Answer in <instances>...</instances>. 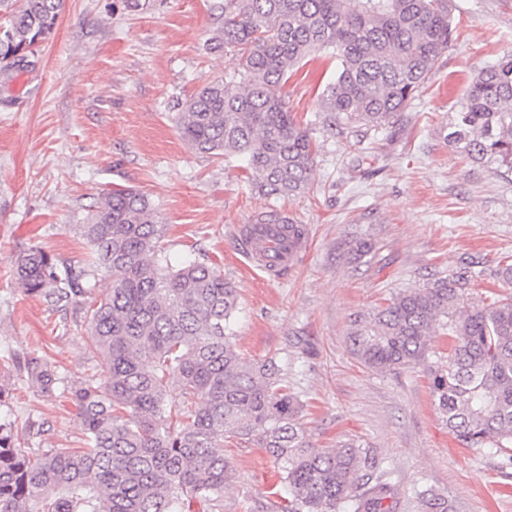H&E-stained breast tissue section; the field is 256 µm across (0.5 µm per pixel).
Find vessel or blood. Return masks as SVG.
Masks as SVG:
<instances>
[{"label": "vessel or blood", "instance_id": "obj_1", "mask_svg": "<svg viewBox=\"0 0 512 512\" xmlns=\"http://www.w3.org/2000/svg\"><path fill=\"white\" fill-rule=\"evenodd\" d=\"M238 245L248 259L260 268L277 274L297 261L307 248L306 240H282L274 224H250L242 227Z\"/></svg>", "mask_w": 512, "mask_h": 512}]
</instances>
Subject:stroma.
Wrapping results in <instances>:
<instances>
[{
	"label": "stroma",
	"mask_w": 512,
	"mask_h": 512,
	"mask_svg": "<svg viewBox=\"0 0 512 512\" xmlns=\"http://www.w3.org/2000/svg\"><path fill=\"white\" fill-rule=\"evenodd\" d=\"M141 2L132 11L125 0H67L32 69L0 70V373L28 354L54 362L73 386L105 374L83 320L26 294L14 266L32 248L84 260L79 226L90 209L113 186L133 187L156 206L172 264L208 263L236 288L238 350L288 360L313 447L368 444L399 488L397 512H413L429 487L454 512H512V466L499 449L460 445L423 370H370L351 341L397 292L471 261L480 270L474 299L512 293L493 278L512 263V172L466 161L446 138L469 78L512 55V0H448L451 44L403 121L376 134L369 153L322 122L335 56L321 51L295 66L286 102L316 154L309 188L292 198L252 190L243 159L196 153L176 127L179 103L238 69L236 50L206 48L224 24V0ZM275 213L303 225L308 241L278 277L247 261L235 240L241 225ZM361 239L373 250L358 259ZM0 415L19 429L44 422L45 447L82 444L69 398L18 384ZM222 451L235 469L224 512H271L272 457L253 439H225Z\"/></svg>",
	"instance_id": "stroma-1"
}]
</instances>
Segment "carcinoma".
<instances>
[{
	"instance_id": "cac0c4a2",
	"label": "carcinoma",
	"mask_w": 512,
	"mask_h": 512,
	"mask_svg": "<svg viewBox=\"0 0 512 512\" xmlns=\"http://www.w3.org/2000/svg\"><path fill=\"white\" fill-rule=\"evenodd\" d=\"M66 0H0L11 9L0 27V63L22 71L33 47L53 33ZM447 0H224V29L206 48H234L239 79L215 78L175 115L195 151L246 158L267 196L308 188L315 149L307 128L288 112V72L332 50L336 78L321 97L324 119L339 133L384 131L424 86L448 48ZM447 138L474 162L512 171V57L482 68L466 88ZM284 236L301 224L270 214ZM89 249L74 266L35 248L18 256L24 292L65 311H83L91 348L108 361L105 378L68 385L43 357L12 359L19 379L42 396H68L78 407L85 448L27 451L15 422L0 420V512H224L231 462L213 451L224 437L256 438L288 487L280 512H389L396 496L386 474L355 439L334 448L309 445L304 402L288 385V364L249 359L231 328L236 288L203 262L177 268L161 247L165 225L147 196L114 189L80 225ZM110 288L94 294L91 279ZM478 276L463 266L407 288L353 336L364 366L380 372L421 368L449 432L467 448L512 447V298L469 297ZM448 337V358L431 338ZM181 387L187 411L168 406ZM418 512H453L432 489L416 493Z\"/></svg>"
}]
</instances>
